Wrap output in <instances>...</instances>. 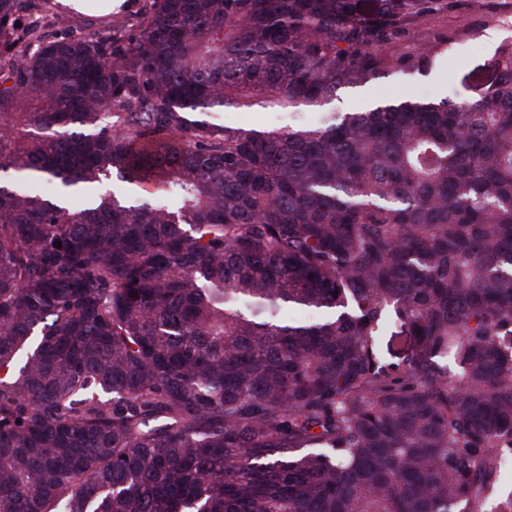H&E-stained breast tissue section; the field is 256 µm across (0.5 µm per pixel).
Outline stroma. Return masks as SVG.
Listing matches in <instances>:
<instances>
[{
	"instance_id": "1",
	"label": "stroma",
	"mask_w": 512,
	"mask_h": 512,
	"mask_svg": "<svg viewBox=\"0 0 512 512\" xmlns=\"http://www.w3.org/2000/svg\"><path fill=\"white\" fill-rule=\"evenodd\" d=\"M145 6L146 0H124L111 14L75 13L70 20L75 28L96 36L105 33L111 22L138 19ZM439 29L454 34L443 67L426 77L397 73L362 87L343 89L332 105L333 110L358 112L370 103L391 99L481 98L490 84L491 64L498 44L512 38V0H455L448 12L428 17L411 27L406 42L410 45L423 43ZM221 119L229 126L285 129L317 124L319 115L255 106L224 111Z\"/></svg>"
}]
</instances>
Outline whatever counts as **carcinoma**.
Masks as SVG:
<instances>
[{
  "label": "carcinoma",
  "mask_w": 512,
  "mask_h": 512,
  "mask_svg": "<svg viewBox=\"0 0 512 512\" xmlns=\"http://www.w3.org/2000/svg\"><path fill=\"white\" fill-rule=\"evenodd\" d=\"M25 8L0 0V512H512V39L478 100L243 129L213 114L429 75L448 33L400 43L448 0H149L52 40Z\"/></svg>",
  "instance_id": "cac0c4a2"
}]
</instances>
